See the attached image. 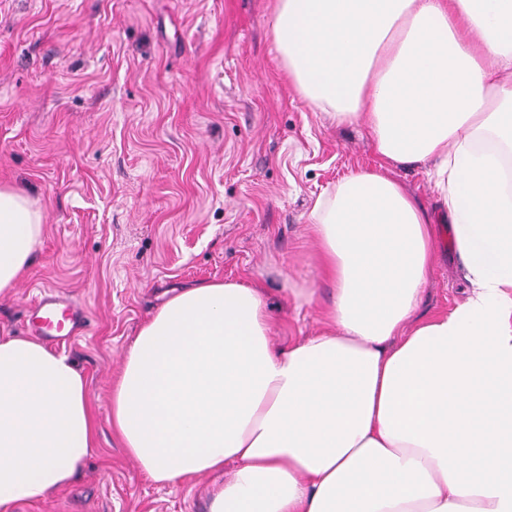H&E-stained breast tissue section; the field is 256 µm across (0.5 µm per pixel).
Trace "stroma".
I'll list each match as a JSON object with an SVG mask.
<instances>
[{
  "mask_svg": "<svg viewBox=\"0 0 512 512\" xmlns=\"http://www.w3.org/2000/svg\"><path fill=\"white\" fill-rule=\"evenodd\" d=\"M274 0H0V183L42 209L34 260L0 296V334L28 335L42 293L84 326L52 342L87 380L96 446L73 482L13 512H210L216 474L161 486L112 431V385L140 327L182 288L262 283L273 340L312 334L330 291L315 198L378 164L288 80ZM421 311L471 288L451 225Z\"/></svg>",
  "mask_w": 512,
  "mask_h": 512,
  "instance_id": "35a3bbf8",
  "label": "stroma"
}]
</instances>
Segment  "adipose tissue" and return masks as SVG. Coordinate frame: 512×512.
I'll use <instances>...</instances> for the list:
<instances>
[{
	"label": "adipose tissue",
	"mask_w": 512,
	"mask_h": 512,
	"mask_svg": "<svg viewBox=\"0 0 512 512\" xmlns=\"http://www.w3.org/2000/svg\"><path fill=\"white\" fill-rule=\"evenodd\" d=\"M270 28L301 97L379 159L310 210L321 326L279 346L263 286L182 290L127 350L112 430L156 483L229 470L210 512H512V0H276ZM421 166L440 217L392 176ZM439 219L471 289L424 316ZM43 231L0 185V294ZM96 431L67 355L0 336V512L68 485Z\"/></svg>",
	"instance_id": "ef3b65f1"
}]
</instances>
